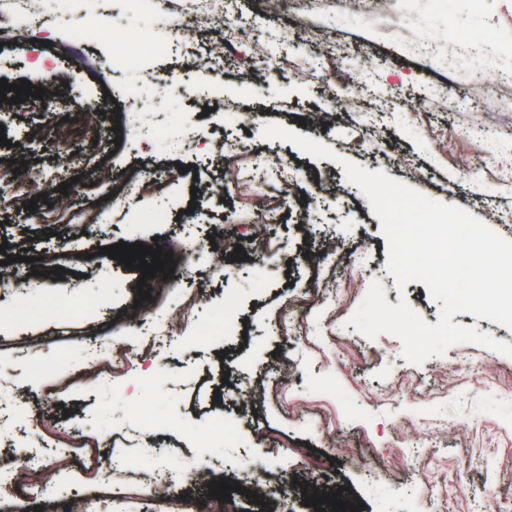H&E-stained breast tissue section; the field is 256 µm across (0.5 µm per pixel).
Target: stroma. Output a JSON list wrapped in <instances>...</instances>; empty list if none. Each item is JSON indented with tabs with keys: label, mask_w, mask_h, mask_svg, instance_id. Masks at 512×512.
I'll return each instance as SVG.
<instances>
[{
	"label": "stroma",
	"mask_w": 512,
	"mask_h": 512,
	"mask_svg": "<svg viewBox=\"0 0 512 512\" xmlns=\"http://www.w3.org/2000/svg\"><path fill=\"white\" fill-rule=\"evenodd\" d=\"M112 4L107 12L101 0H51L55 21L31 27L12 0H0V28L16 37L0 47V79L36 77L50 90L43 100L0 103L8 140L0 159L42 170L46 196L21 212L0 195V238L16 258L0 266V374L14 384L0 414V461L59 452L81 460L44 491L19 471L29 507L97 494L119 461L168 481L142 484L137 512H167L171 499L194 512L211 479L246 482L259 473L287 484V494L265 508L240 497L239 512H314L301 477L341 490L363 512H512V357L467 343L413 365L397 338L371 341L350 324L376 281L389 304L407 300L428 324L438 322L440 304L423 283L397 288L381 221L343 168L383 171L512 241V177L504 173L512 160V87L504 83L512 76V0H397L421 50L371 27L374 0L312 14L235 0L233 19L245 34L227 51L233 73L222 79L196 65L197 55L223 47L219 34L196 44L183 38L193 0H172L163 12L136 0ZM119 24L165 43V52L123 69L130 48L110 36ZM307 28L340 54L325 58ZM256 40L264 56L253 53ZM151 73L171 86L150 83ZM448 84L457 97L441 112L432 101ZM134 96L144 111L166 115L167 139L133 122ZM94 107L99 123L121 125L120 142L85 145L81 128ZM310 111L335 119L299 125ZM269 123L323 143L334 159L264 139ZM222 141L287 159L296 175L287 205L223 186ZM181 164L194 172L179 173ZM63 171L76 179L64 193ZM136 171L158 179L155 195L104 212L86 231L69 224L102 194H122ZM200 182L214 193L195 207ZM220 237L243 246L245 260H219L211 241ZM170 240L188 247L180 270L147 307L135 306L138 271L101 247ZM26 251L36 264L20 261ZM309 251L316 262L306 260ZM325 262L353 300L332 324L327 301L305 307V339L286 342L280 311L306 298ZM58 267L64 279L45 277ZM186 291L199 295L194 318L177 340L146 351V337L163 333ZM86 296L93 305L83 306ZM99 346L130 358L123 376L85 377L84 356ZM271 375L284 392L277 401L261 396ZM55 383L65 393L50 394ZM218 385L224 399L216 404ZM418 452L429 460L422 477L414 474ZM315 459L326 468H313Z\"/></svg>",
	"instance_id": "stroma-1"
}]
</instances>
